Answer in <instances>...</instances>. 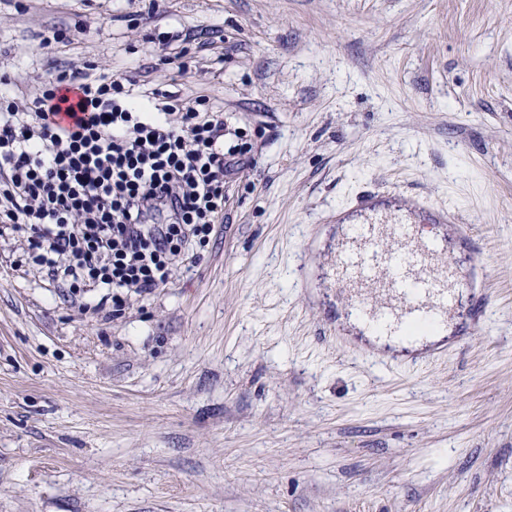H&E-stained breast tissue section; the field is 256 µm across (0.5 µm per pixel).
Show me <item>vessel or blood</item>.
<instances>
[{
  "mask_svg": "<svg viewBox=\"0 0 512 512\" xmlns=\"http://www.w3.org/2000/svg\"><path fill=\"white\" fill-rule=\"evenodd\" d=\"M351 207L364 221L338 246L330 269L367 329L401 336L412 326H441L461 311L467 297L474 301L469 311L473 324H488V300L475 281L482 265L478 250L449 257L446 242L389 213L374 193L358 194ZM410 209L421 214V224L457 221L451 209L424 198L412 200Z\"/></svg>",
  "mask_w": 512,
  "mask_h": 512,
  "instance_id": "obj_1",
  "label": "vessel or blood"
}]
</instances>
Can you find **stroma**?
<instances>
[{
	"label": "stroma",
	"mask_w": 512,
	"mask_h": 512,
	"mask_svg": "<svg viewBox=\"0 0 512 512\" xmlns=\"http://www.w3.org/2000/svg\"><path fill=\"white\" fill-rule=\"evenodd\" d=\"M50 71L210 99L251 162L119 316L0 237V512H512V0H0L6 92ZM364 190L471 224L489 326L347 325L328 217Z\"/></svg>",
	"instance_id": "35a3bbf8"
}]
</instances>
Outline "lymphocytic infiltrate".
I'll return each mask as SVG.
<instances>
[{
    "label": "lymphocytic infiltrate",
    "mask_w": 512,
    "mask_h": 512,
    "mask_svg": "<svg viewBox=\"0 0 512 512\" xmlns=\"http://www.w3.org/2000/svg\"><path fill=\"white\" fill-rule=\"evenodd\" d=\"M67 85L69 105L56 95ZM251 151L241 137L225 143L207 99L140 100L122 77L50 73L27 107L0 94V225L67 297L103 289L117 315L195 262Z\"/></svg>",
    "instance_id": "lymphocytic-infiltrate-1"
}]
</instances>
